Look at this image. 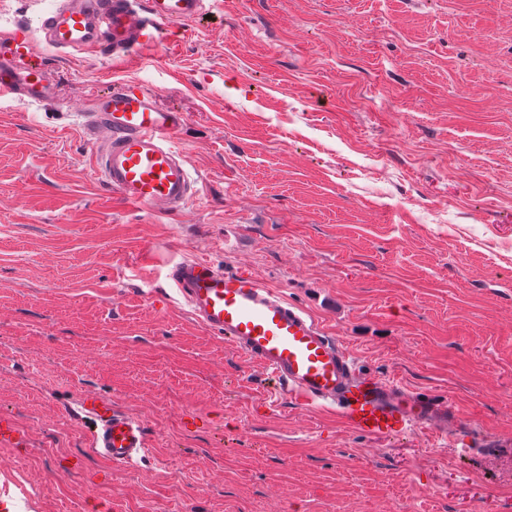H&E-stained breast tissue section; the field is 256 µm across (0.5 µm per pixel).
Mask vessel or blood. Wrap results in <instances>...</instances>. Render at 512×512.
Masks as SVG:
<instances>
[{"label": "vessel or blood", "instance_id": "1", "mask_svg": "<svg viewBox=\"0 0 512 512\" xmlns=\"http://www.w3.org/2000/svg\"><path fill=\"white\" fill-rule=\"evenodd\" d=\"M208 0H56L39 14L47 44L60 51L110 48L122 54L157 44L164 26L194 21ZM25 29L0 34V97L43 103L55 96L48 72ZM85 130L107 187L127 204L173 213L196 194L175 141L183 113L160 106L136 80L98 95L84 114ZM168 280L196 320L270 374L283 395L336 408L355 430L394 436L418 426L447 434L455 413L447 400L357 373L342 346L302 309L244 272L199 258L173 265ZM77 411L93 420L94 453L116 466H132L146 451L141 423L97 393ZM14 419L0 414V446L22 447Z\"/></svg>", "mask_w": 512, "mask_h": 512}]
</instances>
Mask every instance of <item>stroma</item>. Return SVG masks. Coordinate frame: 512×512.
<instances>
[{
	"mask_svg": "<svg viewBox=\"0 0 512 512\" xmlns=\"http://www.w3.org/2000/svg\"><path fill=\"white\" fill-rule=\"evenodd\" d=\"M121 58L0 0L57 96L0 99V493L18 512H512V0H214ZM140 80L185 113L197 195L165 214L95 174L88 97ZM184 257L278 290L361 374L447 398L448 437L270 405L264 371L165 279ZM140 421L117 467L86 390ZM79 469H72L73 461ZM25 437L17 427L14 419L0 414V446L19 448L24 446Z\"/></svg>",
	"mask_w": 512,
	"mask_h": 512,
	"instance_id": "stroma-1",
	"label": "stroma"
}]
</instances>
